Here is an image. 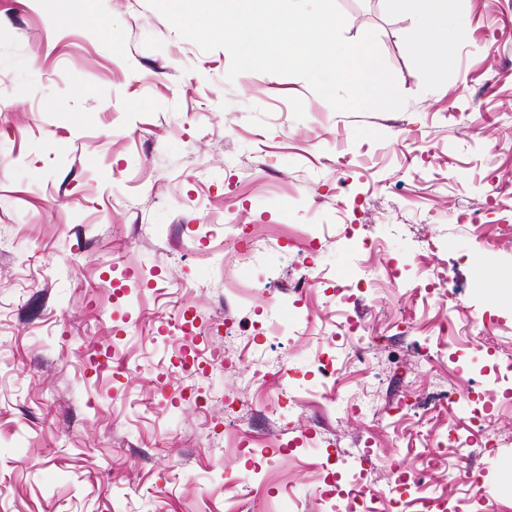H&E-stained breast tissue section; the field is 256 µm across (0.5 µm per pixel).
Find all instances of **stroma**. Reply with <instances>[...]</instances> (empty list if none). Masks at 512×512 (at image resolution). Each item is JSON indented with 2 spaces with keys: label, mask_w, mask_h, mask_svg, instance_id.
Returning a JSON list of instances; mask_svg holds the SVG:
<instances>
[{
  "label": "stroma",
  "mask_w": 512,
  "mask_h": 512,
  "mask_svg": "<svg viewBox=\"0 0 512 512\" xmlns=\"http://www.w3.org/2000/svg\"><path fill=\"white\" fill-rule=\"evenodd\" d=\"M337 4L346 39L376 32L403 110L338 112L293 76L227 81L229 53L146 0H0V512H238L246 487L257 512H319L348 477L338 446L363 449L368 492L399 469L450 512H512V0H455L463 35L436 80L413 15ZM308 224L326 231L311 256ZM343 224L379 267L448 272L446 295L407 273L325 295L356 268ZM252 233L245 264L224 241ZM340 313L366 365H346ZM210 345L221 361L181 371ZM479 394L505 444L424 462Z\"/></svg>",
  "instance_id": "obj_1"
}]
</instances>
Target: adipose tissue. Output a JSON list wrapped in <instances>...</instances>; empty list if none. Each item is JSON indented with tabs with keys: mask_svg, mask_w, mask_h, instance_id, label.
Returning <instances> with one entry per match:
<instances>
[{
	"mask_svg": "<svg viewBox=\"0 0 512 512\" xmlns=\"http://www.w3.org/2000/svg\"><path fill=\"white\" fill-rule=\"evenodd\" d=\"M452 0H389L394 10L410 9L418 18L415 50L425 72L439 78L451 61L453 38L461 30H449L448 7Z\"/></svg>",
	"mask_w": 512,
	"mask_h": 512,
	"instance_id": "obj_1",
	"label": "adipose tissue"
}]
</instances>
